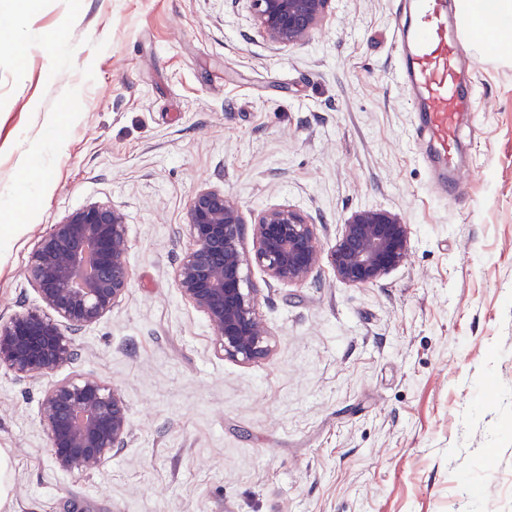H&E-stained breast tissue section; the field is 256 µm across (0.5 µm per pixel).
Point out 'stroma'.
Returning <instances> with one entry per match:
<instances>
[{
  "instance_id": "1",
  "label": "stroma",
  "mask_w": 512,
  "mask_h": 512,
  "mask_svg": "<svg viewBox=\"0 0 512 512\" xmlns=\"http://www.w3.org/2000/svg\"><path fill=\"white\" fill-rule=\"evenodd\" d=\"M397 5L336 0L281 48L247 0H0V196L27 156L48 185L0 207V320L41 308L26 267L73 210L125 211L130 274L73 363L0 368L10 512H512V64L474 61L466 193L441 198L392 80ZM202 187L302 210L324 255L353 210L381 207L410 252L364 287L326 258L301 284L249 265L272 350L240 364L176 287ZM84 378L122 395L131 434L65 474L40 402Z\"/></svg>"
}]
</instances>
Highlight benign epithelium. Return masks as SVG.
<instances>
[{
  "mask_svg": "<svg viewBox=\"0 0 512 512\" xmlns=\"http://www.w3.org/2000/svg\"><path fill=\"white\" fill-rule=\"evenodd\" d=\"M249 2L257 32L275 45L290 46L326 22L335 0ZM187 227L195 247L176 269L181 296L206 314L224 357L241 364L264 358L271 334L258 311L257 289L244 287V266L255 263L277 283L306 281L321 259L314 224L291 206L263 210L249 222L223 190L203 188L190 200ZM409 243L401 216L361 208L341 225L328 260L341 282L367 286L403 263ZM27 271L44 310L0 322V367L22 379L49 376L72 363L73 335L97 323L127 290L126 214L102 204L68 213L42 235ZM39 418L53 463L66 473L102 466L130 433L124 399L94 379L51 384Z\"/></svg>",
  "mask_w": 512,
  "mask_h": 512,
  "instance_id": "benign-epithelium-1",
  "label": "benign epithelium"
}]
</instances>
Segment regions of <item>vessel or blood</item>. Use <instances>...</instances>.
I'll return each mask as SVG.
<instances>
[{
	"label": "vessel or blood",
	"mask_w": 512,
	"mask_h": 512,
	"mask_svg": "<svg viewBox=\"0 0 512 512\" xmlns=\"http://www.w3.org/2000/svg\"><path fill=\"white\" fill-rule=\"evenodd\" d=\"M399 65L396 79L419 114L422 159L444 196L465 185L467 169L458 159L461 126L475 109L470 61L448 0H404L393 29Z\"/></svg>",
	"instance_id": "vessel-or-blood-1"
}]
</instances>
